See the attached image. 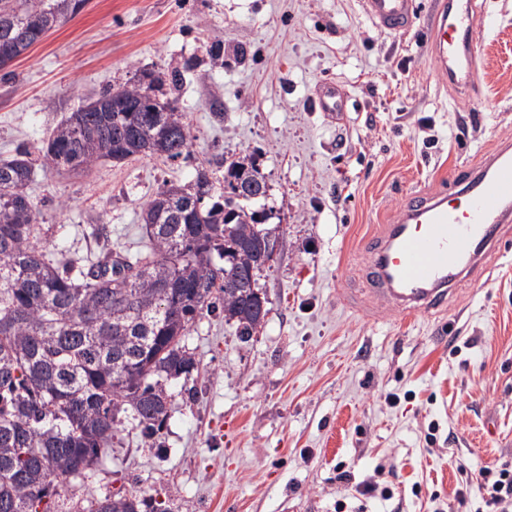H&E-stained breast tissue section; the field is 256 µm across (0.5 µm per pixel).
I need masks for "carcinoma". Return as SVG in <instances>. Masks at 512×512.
I'll return each mask as SVG.
<instances>
[{"instance_id": "carcinoma-1", "label": "carcinoma", "mask_w": 512, "mask_h": 512, "mask_svg": "<svg viewBox=\"0 0 512 512\" xmlns=\"http://www.w3.org/2000/svg\"><path fill=\"white\" fill-rule=\"evenodd\" d=\"M88 0H0V50L19 57L80 14ZM108 89L66 116L38 159L58 171L100 159H178L191 132L175 101L155 93L160 76ZM25 150L0 160V512H38L46 498L89 474L112 449L121 415L147 437L169 416L166 384L198 369L185 343L206 307L250 336L261 310L251 272L264 247L251 208L268 198L255 161L224 168L226 194L205 204L214 182L196 170L189 185L166 184L141 221L149 246L135 257L105 253L76 265L36 235ZM77 460L75 472L64 460ZM89 512H167L140 491L90 500Z\"/></svg>"}]
</instances>
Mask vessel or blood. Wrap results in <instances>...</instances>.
Returning <instances> with one entry per match:
<instances>
[{
    "label": "vessel or blood",
    "mask_w": 512,
    "mask_h": 512,
    "mask_svg": "<svg viewBox=\"0 0 512 512\" xmlns=\"http://www.w3.org/2000/svg\"><path fill=\"white\" fill-rule=\"evenodd\" d=\"M413 0H360L363 14L379 29L398 33L413 23ZM493 27L474 0H436L429 49L435 73L449 85L479 97L478 47ZM348 96L333 82L321 83L314 111H346ZM512 225V142L504 141L475 168L451 176L432 195L413 192L385 233L366 248L367 293L405 312L439 311L463 281L480 284L485 261L502 245Z\"/></svg>",
    "instance_id": "vessel-or-blood-1"
}]
</instances>
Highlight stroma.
<instances>
[{"label":"stroma","mask_w":512,"mask_h":512,"mask_svg":"<svg viewBox=\"0 0 512 512\" xmlns=\"http://www.w3.org/2000/svg\"><path fill=\"white\" fill-rule=\"evenodd\" d=\"M389 34L359 0H89L0 73V158L36 150L67 112L161 74L191 131L182 157L102 160L81 174L36 165L28 192L54 248L80 257L143 241L167 183L255 159L282 247L259 285L264 325L241 340L221 311L186 338L198 370L170 381L172 411L144 437L125 422L110 456L42 512L144 491L167 512H476L480 469L512 468V251L439 314H408L364 288V240L512 138V0H476L495 28L480 99L434 73L428 22ZM347 112L311 111L318 82ZM108 225L105 243L82 236ZM472 488L467 505L454 491Z\"/></svg>","instance_id":"35a3bbf8"}]
</instances>
